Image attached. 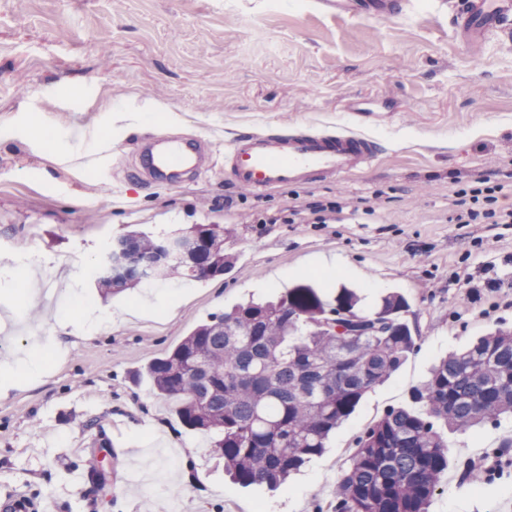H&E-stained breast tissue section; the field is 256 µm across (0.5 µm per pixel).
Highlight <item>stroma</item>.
<instances>
[{
	"label": "stroma",
	"instance_id": "1",
	"mask_svg": "<svg viewBox=\"0 0 512 512\" xmlns=\"http://www.w3.org/2000/svg\"><path fill=\"white\" fill-rule=\"evenodd\" d=\"M383 21L323 13L315 0H0V264L73 272L76 299L114 311L89 338L55 329L31 288L0 311V365L43 358V373L0 389V500L42 512H328L356 438L448 353L512 327V224H462L449 195L512 183V43L473 54L441 0H410ZM168 107L136 129L128 116ZM105 148L64 157L39 127H100ZM348 128L380 147L369 167L257 194L224 182V143L242 131ZM189 135L213 161L180 186L146 183L137 145ZM337 205L332 224L288 220L292 206ZM224 227L223 276L141 284L102 295L98 264L137 229L159 237ZM341 257L354 271L327 285L297 267ZM308 285L339 286L375 309L397 292L416 348L370 390L326 451L276 488L244 486L185 427L144 371L210 315ZM163 295L164 314L118 317ZM448 469L428 512H512V417L449 434ZM500 449L494 481L474 489L468 463ZM108 458L95 482L86 462ZM159 482L138 492L135 471Z\"/></svg>",
	"mask_w": 512,
	"mask_h": 512
}]
</instances>
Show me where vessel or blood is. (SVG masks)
<instances>
[{
    "label": "vessel or blood",
    "instance_id": "1",
    "mask_svg": "<svg viewBox=\"0 0 512 512\" xmlns=\"http://www.w3.org/2000/svg\"><path fill=\"white\" fill-rule=\"evenodd\" d=\"M322 11L348 17L386 19L406 11V0H319ZM456 33L474 51L491 40L512 41V0H448ZM160 151H148L146 170L174 184L197 176L206 155L197 138L169 136ZM374 141L339 129L328 135L282 136L264 132L233 137L224 147V174L232 184L263 194L322 178H339L371 165Z\"/></svg>",
    "mask_w": 512,
    "mask_h": 512
}]
</instances>
